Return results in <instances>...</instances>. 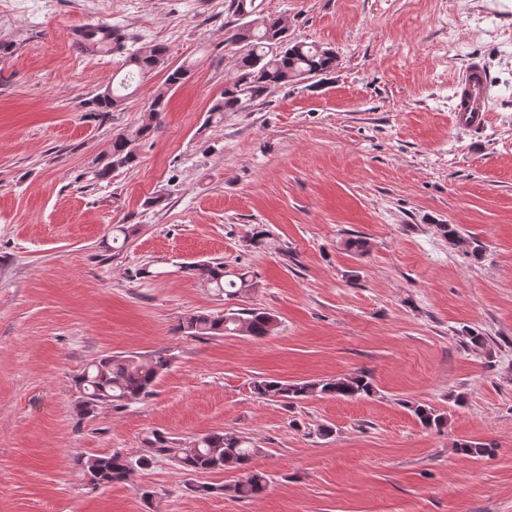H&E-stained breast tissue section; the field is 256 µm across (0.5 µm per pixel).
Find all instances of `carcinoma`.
<instances>
[{
    "label": "carcinoma",
    "instance_id": "1",
    "mask_svg": "<svg viewBox=\"0 0 512 512\" xmlns=\"http://www.w3.org/2000/svg\"><path fill=\"white\" fill-rule=\"evenodd\" d=\"M228 11L239 17L241 23L229 31L227 42L236 47L233 78L224 85L220 96L208 110L206 123H219L230 112H244L255 102L263 100L272 90L331 73L338 66L335 52L313 43L289 39L288 28L279 17L257 14L255 0H228ZM83 41L101 53L124 49L123 35L112 30V35L98 26L82 29ZM167 49L161 44L145 50L129 52L125 56L128 79L134 74L147 75L164 64ZM119 96L105 89L91 104L99 112H109L119 106ZM165 96L159 93L151 99L141 124L118 134L112 139L109 162L91 172L92 179L103 180L116 168H132L137 164L133 142L152 136L161 126ZM184 272L196 278L217 294L228 298L247 293L258 283L247 273L228 270L222 262H194L183 266ZM275 319L258 309H230L224 314L189 313L179 319L175 332L191 338L247 336L263 338L273 329ZM170 366V359L162 353L144 361L137 355H109L86 367L77 378L82 395L75 404L77 414L86 418L103 405L125 407L129 403L153 394L157 379ZM371 378L364 374L343 376L328 380H283L262 377L252 382L253 394L264 401L286 405L306 400L314 395L355 397L370 395ZM412 411L426 427L442 429L448 415L422 403L412 405ZM492 448L478 442H465L458 452L470 457L486 456ZM258 448L247 438L233 432L214 431L196 438L186 448L173 446L167 437L154 434L148 448L138 456L121 452L92 454L76 460V467L86 481L106 488L123 483L139 469H148L161 460L177 459V467L189 476L239 471L242 476L229 485L197 483L193 491L204 493L229 492L238 500H249L266 487V474L251 469Z\"/></svg>",
    "mask_w": 512,
    "mask_h": 512
}]
</instances>
